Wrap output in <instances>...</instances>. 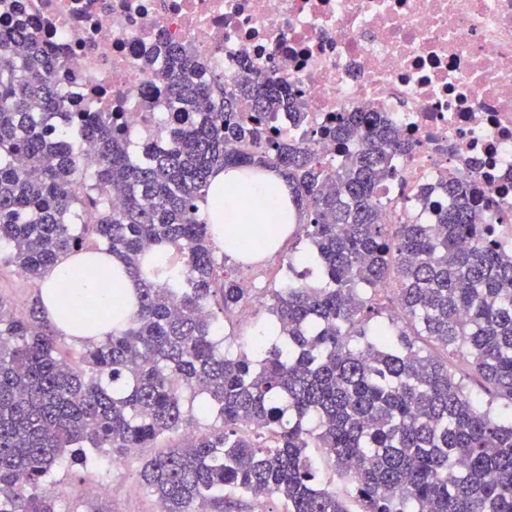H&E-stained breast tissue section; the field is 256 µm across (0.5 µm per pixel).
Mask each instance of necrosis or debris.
<instances>
[{
  "label": "necrosis or debris",
  "mask_w": 512,
  "mask_h": 512,
  "mask_svg": "<svg viewBox=\"0 0 512 512\" xmlns=\"http://www.w3.org/2000/svg\"><path fill=\"white\" fill-rule=\"evenodd\" d=\"M19 19L67 61L74 107L118 115L149 135L169 112L160 42L188 44L226 88L256 77L292 86L319 156L337 113L372 110L412 144L385 188L384 223L422 189L468 185L512 246V0H18ZM152 57L154 74L142 68Z\"/></svg>",
  "instance_id": "necrosis-or-debris-1"
}]
</instances>
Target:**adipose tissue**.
<instances>
[{
	"instance_id": "obj_1",
	"label": "adipose tissue",
	"mask_w": 512,
	"mask_h": 512,
	"mask_svg": "<svg viewBox=\"0 0 512 512\" xmlns=\"http://www.w3.org/2000/svg\"><path fill=\"white\" fill-rule=\"evenodd\" d=\"M201 208L207 217L215 218V241L225 247L246 235H266L270 238L268 251H276L298 220L286 184L269 170L255 175L239 168L214 171ZM89 263L100 266L106 276H111V283L78 277L77 269ZM39 283L43 304L57 333L77 342L101 340L116 326L112 320L83 325V301L87 295H95L100 309L105 311L117 289L126 302L125 317H132L137 309L139 281L127 274L120 259L106 251L61 256L42 272Z\"/></svg>"
}]
</instances>
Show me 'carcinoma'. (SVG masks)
<instances>
[{
  "instance_id": "obj_1",
  "label": "carcinoma",
  "mask_w": 512,
  "mask_h": 512,
  "mask_svg": "<svg viewBox=\"0 0 512 512\" xmlns=\"http://www.w3.org/2000/svg\"><path fill=\"white\" fill-rule=\"evenodd\" d=\"M163 53L173 119L136 160L112 113L69 111L55 80L65 63L34 30L0 26V264L35 280L64 253L106 250L141 280L137 312L85 344L80 369L60 356L42 301L17 315L0 296V512H61L58 466L86 471L186 431L140 472L163 512H230L242 496L285 512H353L351 501L512 512V422L417 344L469 362L512 408V249L488 212L452 181L449 208L420 195L436 223L384 224L382 188L412 148L395 127L341 114L325 130L339 148L327 163L275 128L283 110L304 123L297 92L260 78L226 92L183 43ZM228 166L279 173L320 271L311 283L288 264L267 322L278 335L256 336L251 355L222 346L208 309L218 294L229 317L249 298L218 264L200 208L210 174ZM154 248L176 257V273H142ZM383 284L403 320L385 316ZM199 395L213 420L204 432L185 411ZM315 448L350 478L346 493L320 483Z\"/></svg>"
}]
</instances>
